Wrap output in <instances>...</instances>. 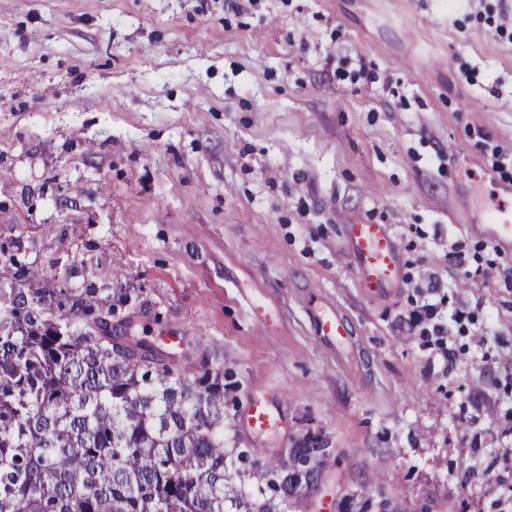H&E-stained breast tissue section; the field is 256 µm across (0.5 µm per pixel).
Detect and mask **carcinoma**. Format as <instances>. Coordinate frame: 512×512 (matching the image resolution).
Returning <instances> with one entry per match:
<instances>
[{
  "label": "carcinoma",
  "instance_id": "obj_1",
  "mask_svg": "<svg viewBox=\"0 0 512 512\" xmlns=\"http://www.w3.org/2000/svg\"><path fill=\"white\" fill-rule=\"evenodd\" d=\"M114 311L94 288L0 287V512H229L224 367L142 349ZM270 472L283 502L312 476Z\"/></svg>",
  "mask_w": 512,
  "mask_h": 512
}]
</instances>
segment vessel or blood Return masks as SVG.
<instances>
[{"label": "vessel or blood", "mask_w": 512, "mask_h": 512, "mask_svg": "<svg viewBox=\"0 0 512 512\" xmlns=\"http://www.w3.org/2000/svg\"><path fill=\"white\" fill-rule=\"evenodd\" d=\"M485 231L494 244L512 246V205L499 204ZM345 238L360 287L379 296L395 288L401 279L402 265L389 226L350 224L346 227ZM314 323L318 335L330 341L342 342L349 334L346 321L333 311L319 312L314 317ZM248 421L253 429L260 432L278 430L282 424L279 414L261 400L250 404Z\"/></svg>", "instance_id": "obj_1"}]
</instances>
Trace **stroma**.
<instances>
[{
    "mask_svg": "<svg viewBox=\"0 0 512 512\" xmlns=\"http://www.w3.org/2000/svg\"><path fill=\"white\" fill-rule=\"evenodd\" d=\"M481 132L512 154V0H0V283L128 294L139 336L223 364L249 512L310 437L280 512H497L512 289L448 263L508 187ZM348 224L390 225L412 281L360 288ZM429 272L487 344L452 325L443 358L408 329ZM256 399L278 432L250 427ZM313 318L316 331L322 338L339 343L349 336L346 320L336 312L321 311Z\"/></svg>",
    "mask_w": 512,
    "mask_h": 512,
    "instance_id": "stroma-1",
    "label": "stroma"
}]
</instances>
